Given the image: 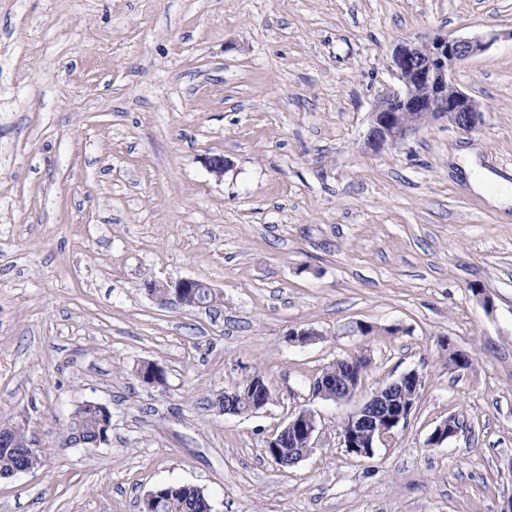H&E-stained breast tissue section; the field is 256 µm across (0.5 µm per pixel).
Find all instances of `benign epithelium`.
<instances>
[{
    "instance_id": "obj_1",
    "label": "benign epithelium",
    "mask_w": 512,
    "mask_h": 512,
    "mask_svg": "<svg viewBox=\"0 0 512 512\" xmlns=\"http://www.w3.org/2000/svg\"><path fill=\"white\" fill-rule=\"evenodd\" d=\"M502 38L512 39L508 32L492 31L482 37L450 39L435 34L424 40H401L393 48L389 67L401 88L385 97L372 113L364 135V145L381 151L399 144L423 124L444 119L464 132L476 130L483 121L480 103L459 89L452 81V73L468 58L480 54ZM200 281L183 278L177 281L154 282L168 295L169 304L205 307L207 303L196 298ZM336 370L320 374L312 383L315 398L340 403L350 399L358 390L369 358L352 355L334 361ZM165 377L155 363L144 365L139 378L144 384L157 387ZM423 376L412 369L398 379L378 388L373 395L346 415V424L338 432L340 445L355 457L374 455L379 445L390 441L401 424L408 420L420 390ZM254 393L270 390L264 381L251 377L244 388L226 390L215 398L216 412L226 415L252 414L264 408L253 403L244 411L238 408L242 390ZM459 430L457 421L449 418L435 427L427 445L438 447ZM319 422L309 408H301L288 415L283 427L266 440V448L274 451L273 460L281 467H293L307 458L316 448Z\"/></svg>"
}]
</instances>
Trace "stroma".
Segmentation results:
<instances>
[{
    "mask_svg": "<svg viewBox=\"0 0 512 512\" xmlns=\"http://www.w3.org/2000/svg\"><path fill=\"white\" fill-rule=\"evenodd\" d=\"M510 28L512 0H0V420L28 419L47 451L0 483V512H139L169 484L213 512H502L512 204L463 167L512 182V41L453 73L477 132L439 120L379 152L363 135L398 87V40ZM181 278L212 305L142 286ZM302 328L318 338L289 342ZM452 346L469 369L449 367ZM359 353L351 401L312 398L328 363ZM147 362L165 388L140 381ZM412 369L405 426L348 455L341 420ZM256 371L270 405L211 409ZM88 400L112 413L109 443L61 447ZM298 407L318 443L285 470L265 441ZM451 417L457 435L427 447ZM154 281V288H164V291L168 295L169 303H160L156 298L155 300L161 305H172L178 304L180 306L192 305L193 307H207V302H201L196 298V290L198 288L201 299L208 297L207 301L210 300L208 294L212 293L213 301L216 298L215 293L209 286L200 285V281L192 278H183L177 281L159 282ZM200 286V288H199ZM210 288V289H209Z\"/></svg>",
    "mask_w": 512,
    "mask_h": 512,
    "instance_id": "stroma-1",
    "label": "stroma"
}]
</instances>
